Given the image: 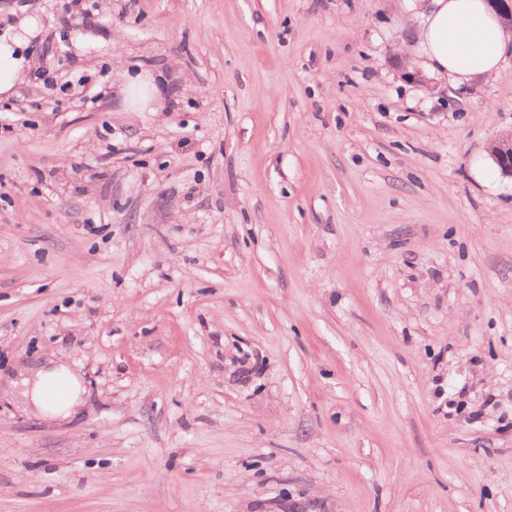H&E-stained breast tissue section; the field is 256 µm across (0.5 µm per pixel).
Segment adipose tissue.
I'll list each match as a JSON object with an SVG mask.
<instances>
[{
	"label": "adipose tissue",
	"mask_w": 512,
	"mask_h": 512,
	"mask_svg": "<svg viewBox=\"0 0 512 512\" xmlns=\"http://www.w3.org/2000/svg\"><path fill=\"white\" fill-rule=\"evenodd\" d=\"M418 50L424 67L453 85L496 74L507 50V35L486 0H426ZM39 32L25 19L0 38V95L11 96L32 62L28 43ZM24 395L47 420L73 416L82 402V378L68 365L49 363L22 381Z\"/></svg>",
	"instance_id": "ef3b65f1"
}]
</instances>
